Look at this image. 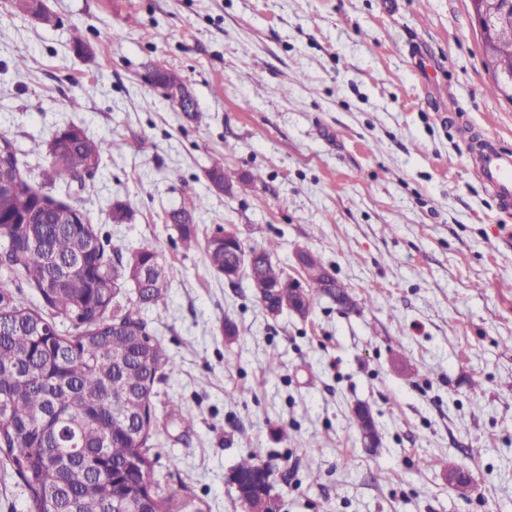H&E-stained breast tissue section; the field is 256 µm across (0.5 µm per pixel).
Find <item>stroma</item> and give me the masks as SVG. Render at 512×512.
Segmentation results:
<instances>
[{"label":"stroma","mask_w":512,"mask_h":512,"mask_svg":"<svg viewBox=\"0 0 512 512\" xmlns=\"http://www.w3.org/2000/svg\"><path fill=\"white\" fill-rule=\"evenodd\" d=\"M47 7L44 24L0 0V133L35 186L111 247L161 256L167 304L141 310L173 360L150 440L161 485L244 512L229 477L252 453L274 468L279 512H512V215L461 137L470 125L512 148V101L490 91L469 0ZM156 67L183 75L196 119L151 82ZM71 124L109 151L65 188L32 148ZM218 164L238 177L231 191L208 183ZM191 194L204 206L188 248L166 216ZM129 196L138 209L116 222ZM219 227L249 248L275 242L296 278V249L318 255L358 311L318 295L307 318L269 317L248 280L209 267L203 242ZM452 464L468 493L445 482Z\"/></svg>","instance_id":"obj_1"}]
</instances>
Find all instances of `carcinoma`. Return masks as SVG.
Wrapping results in <instances>:
<instances>
[{
  "mask_svg": "<svg viewBox=\"0 0 512 512\" xmlns=\"http://www.w3.org/2000/svg\"><path fill=\"white\" fill-rule=\"evenodd\" d=\"M0 268L23 274L46 308L70 321L61 333L39 310L20 304L0 282V452L27 488L31 512H204L187 494L167 493L155 479L149 448L155 385L171 364L140 316L166 303L165 275L151 245L123 256L107 251L84 213L36 189L20 169L13 142L0 134ZM51 155L54 180H76L79 161L99 164L106 146L76 126L59 130ZM200 196L170 213L186 244L196 241ZM277 245L249 249L234 266L224 241L208 237L205 257L216 273L254 284L286 275L272 260ZM136 281L137 302L116 295ZM325 295L350 311L358 303L333 280ZM234 471L272 472L248 455Z\"/></svg>",
  "mask_w": 512,
  "mask_h": 512,
  "instance_id": "obj_1",
  "label": "carcinoma"
}]
</instances>
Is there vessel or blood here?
I'll return each instance as SVG.
<instances>
[{
  "label": "vessel or blood",
  "instance_id": "obj_1",
  "mask_svg": "<svg viewBox=\"0 0 512 512\" xmlns=\"http://www.w3.org/2000/svg\"><path fill=\"white\" fill-rule=\"evenodd\" d=\"M471 163L480 178L495 196L502 213L512 214V149L496 140H479Z\"/></svg>",
  "mask_w": 512,
  "mask_h": 512
}]
</instances>
